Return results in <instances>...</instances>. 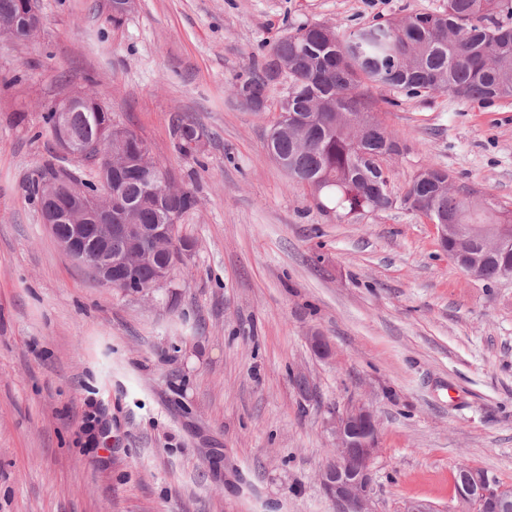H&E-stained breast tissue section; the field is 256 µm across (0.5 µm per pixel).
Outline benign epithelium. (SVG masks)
I'll return each mask as SVG.
<instances>
[{"label": "benign epithelium", "mask_w": 512, "mask_h": 512, "mask_svg": "<svg viewBox=\"0 0 512 512\" xmlns=\"http://www.w3.org/2000/svg\"><path fill=\"white\" fill-rule=\"evenodd\" d=\"M23 25L35 35L42 25L31 0H20L17 19L0 23V34L11 39L18 37L17 27ZM94 109L98 120L94 137L80 143L72 131L75 112ZM56 122L52 137L58 149L72 159L81 160L92 148L116 141L127 143L124 128L112 123L105 105L89 99V93L79 90L56 103ZM146 192L156 198L171 194L173 188L156 168L146 165L142 171ZM112 178H101L92 191L59 194L54 185L45 187L42 201V220L51 230L58 245L78 264L88 268L104 286L132 283L138 272L148 267L154 287L171 276L167 263L157 261V255L171 239L167 224H111ZM470 224H437L435 230L443 250L448 242L470 230ZM484 229L495 234L484 238L487 250L505 243L512 245L511 224H486ZM120 239L123 249L112 253V240ZM336 452L320 470V484L335 506V512H374L373 460L378 453L379 430L372 411L364 406L337 414L332 419ZM458 502L463 512H512V489L498 483L486 472L467 468L459 473Z\"/></svg>", "instance_id": "obj_1"}]
</instances>
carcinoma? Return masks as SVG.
Returning <instances> with one entry per match:
<instances>
[{"mask_svg":"<svg viewBox=\"0 0 512 512\" xmlns=\"http://www.w3.org/2000/svg\"><path fill=\"white\" fill-rule=\"evenodd\" d=\"M504 12L512 15V0H447L442 12L372 23L334 42L328 41L326 26H304L279 39L270 59L248 73L235 94L247 105L267 102L268 87L279 77L277 60L292 61L294 68L286 74L288 113L307 120V131L302 136L292 127L285 130L277 120L267 151L289 179L316 180L319 208L345 216L385 210L393 205L386 162L400 154V143L380 119L370 90L386 86L413 96L446 91L481 104L512 98V26L496 21ZM174 129L181 139L176 149L190 155L198 127L178 118ZM129 134L133 167L125 192L135 197L141 191L135 172L154 159L142 151L143 140L132 130ZM50 180L85 190L95 185L49 165L33 188L36 201ZM422 201L436 221L512 224L511 209L492 200L473 203L454 190L447 173L434 181L412 179L406 202L416 209ZM195 205L193 191L180 188L163 208L143 211L140 223L156 224L167 212L179 219ZM506 267L512 268V250L488 256L479 279L498 281Z\"/></svg>","mask_w":512,"mask_h":512,"instance_id":"carcinoma-1","label":"carcinoma"}]
</instances>
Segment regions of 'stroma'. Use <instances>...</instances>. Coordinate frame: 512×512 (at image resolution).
<instances>
[{
    "label": "stroma",
    "mask_w": 512,
    "mask_h": 512,
    "mask_svg": "<svg viewBox=\"0 0 512 512\" xmlns=\"http://www.w3.org/2000/svg\"><path fill=\"white\" fill-rule=\"evenodd\" d=\"M446 3L135 0L116 25L110 0H35L40 32L0 38V512H335L328 420L360 405L379 423L375 512H455L461 465L512 487V281L469 276L404 202L435 165L512 208V99L373 88L405 147L394 203L341 217L268 154L274 109L234 93L297 28ZM77 89L195 192L190 249L149 291L102 286L29 197L42 166L71 164L41 106Z\"/></svg>",
    "instance_id": "35a3bbf8"
}]
</instances>
